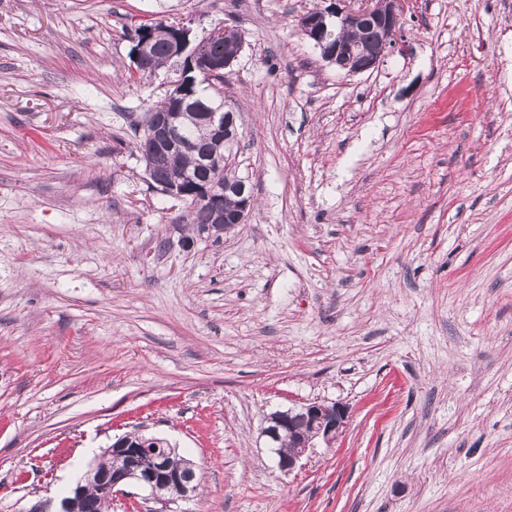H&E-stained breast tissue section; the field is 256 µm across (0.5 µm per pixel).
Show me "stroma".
<instances>
[{"instance_id": "obj_1", "label": "stroma", "mask_w": 512, "mask_h": 512, "mask_svg": "<svg viewBox=\"0 0 512 512\" xmlns=\"http://www.w3.org/2000/svg\"><path fill=\"white\" fill-rule=\"evenodd\" d=\"M331 0H0V512L118 436L201 477L112 512H512V0H414L345 76L298 18ZM232 26L246 223L198 234L129 125L139 27ZM347 408L280 474L266 414Z\"/></svg>"}]
</instances>
